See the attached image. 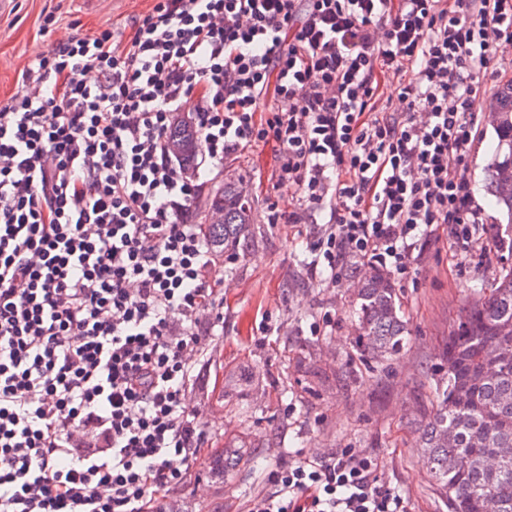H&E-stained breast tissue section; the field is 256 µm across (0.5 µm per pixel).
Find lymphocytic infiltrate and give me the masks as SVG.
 <instances>
[{"mask_svg":"<svg viewBox=\"0 0 512 512\" xmlns=\"http://www.w3.org/2000/svg\"><path fill=\"white\" fill-rule=\"evenodd\" d=\"M512 0H154L57 42L0 108V512H152L204 432L186 395L224 321L196 186L166 147L196 96L204 175L272 145L270 223L406 277L439 229L487 234L467 176ZM248 512H407L375 459L299 457Z\"/></svg>","mask_w":512,"mask_h":512,"instance_id":"1","label":"lymphocytic infiltrate"}]
</instances>
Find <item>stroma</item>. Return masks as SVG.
<instances>
[{
    "label": "stroma",
    "mask_w": 512,
    "mask_h": 512,
    "mask_svg": "<svg viewBox=\"0 0 512 512\" xmlns=\"http://www.w3.org/2000/svg\"><path fill=\"white\" fill-rule=\"evenodd\" d=\"M152 0H0V107L17 90V77L51 43L106 26L126 27L152 8ZM59 26L41 31L44 15ZM497 140L484 129L474 144L468 176L479 204L497 218L487 191L486 166ZM272 152L258 146L224 163L240 176L262 236L244 255L217 257L227 285L224 330L205 342L201 372L189 389L208 448L235 452L238 463L223 476L196 462L186 483L173 489V512H246L250 500L271 487L289 451L326 454L353 448L377 460L383 479L401 490L408 512H448L426 475L414 431L429 414L434 368L459 318L464 291L490 285L498 269L494 236L469 245L443 236L418 243L407 278L395 279L409 336L386 365L359 360L353 324L354 290L368 266L351 263L339 285L313 280L307 244L325 213L306 223L272 224L271 208L293 210L295 200L272 188ZM322 323L312 335L311 323Z\"/></svg>",
    "instance_id": "stroma-1"
}]
</instances>
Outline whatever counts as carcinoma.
<instances>
[{
  "instance_id": "obj_1",
  "label": "carcinoma",
  "mask_w": 512,
  "mask_h": 512,
  "mask_svg": "<svg viewBox=\"0 0 512 512\" xmlns=\"http://www.w3.org/2000/svg\"><path fill=\"white\" fill-rule=\"evenodd\" d=\"M499 118L493 125L497 150L487 167V185L503 222L496 225L499 247L512 255V79L497 92ZM168 142L178 145L183 172L199 165V134L190 120L173 123ZM239 182L226 178L195 202V221L204 224L210 246L236 254L256 235L251 206ZM355 340L362 361L382 363L399 353L407 323L391 277L374 269L356 293ZM512 349V265H503L487 289L467 294L448 335L444 373L434 388L436 408L417 423L419 446L430 482L448 500V512H482L487 496L499 512H512V358L494 362ZM496 366L488 375L481 369ZM454 434L448 441L447 434ZM209 471L224 476V449L206 451ZM497 456L494 468L481 464Z\"/></svg>"
}]
</instances>
